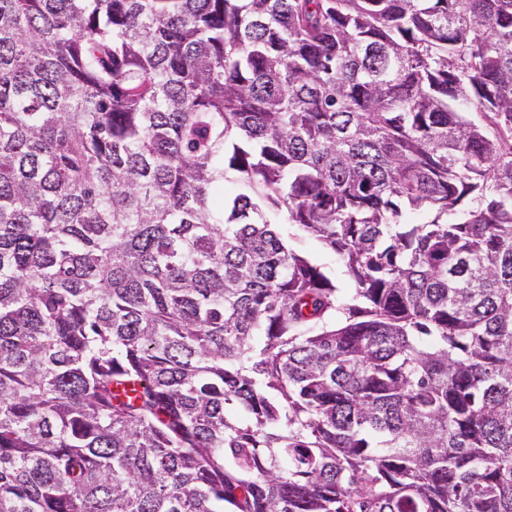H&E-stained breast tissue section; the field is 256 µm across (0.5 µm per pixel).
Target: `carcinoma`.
<instances>
[{
	"label": "carcinoma",
	"instance_id": "carcinoma-1",
	"mask_svg": "<svg viewBox=\"0 0 512 512\" xmlns=\"http://www.w3.org/2000/svg\"><path fill=\"white\" fill-rule=\"evenodd\" d=\"M0 512H512V0H0ZM300 251L323 268V271L341 293H351L352 285L346 273L345 265L339 256L326 249L314 238H306L300 246Z\"/></svg>",
	"mask_w": 512,
	"mask_h": 512
}]
</instances>
